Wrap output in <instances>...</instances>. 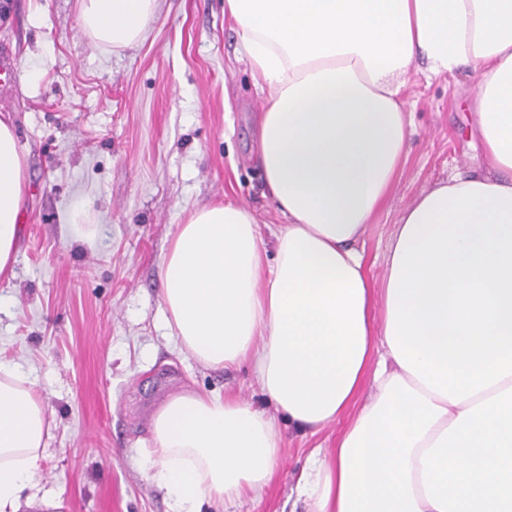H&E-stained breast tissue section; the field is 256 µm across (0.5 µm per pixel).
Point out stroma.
Instances as JSON below:
<instances>
[{"label": "stroma", "mask_w": 512, "mask_h": 512, "mask_svg": "<svg viewBox=\"0 0 512 512\" xmlns=\"http://www.w3.org/2000/svg\"><path fill=\"white\" fill-rule=\"evenodd\" d=\"M18 83L0 104L27 160L14 276L0 282V361L33 382L51 420L35 480L37 512H168L141 463L153 412L185 389L268 407L248 363L208 368L165 324L160 270L178 224L232 200L258 224L283 218L256 154L265 94L238 52L224 0H158L143 39L105 51L80 27L78 0H0V53ZM408 75L406 160L360 243L373 284L403 208L422 190L478 167L469 70ZM89 215L91 238L70 217ZM315 434L285 426L275 476L259 499L223 512H305L298 480Z\"/></svg>", "instance_id": "1"}]
</instances>
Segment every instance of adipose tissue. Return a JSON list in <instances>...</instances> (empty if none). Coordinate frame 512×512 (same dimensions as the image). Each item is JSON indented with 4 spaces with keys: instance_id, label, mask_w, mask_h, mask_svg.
Wrapping results in <instances>:
<instances>
[{
    "instance_id": "adipose-tissue-1",
    "label": "adipose tissue",
    "mask_w": 512,
    "mask_h": 512,
    "mask_svg": "<svg viewBox=\"0 0 512 512\" xmlns=\"http://www.w3.org/2000/svg\"><path fill=\"white\" fill-rule=\"evenodd\" d=\"M158 0H79L83 32L137 43ZM266 93L259 157L283 224L193 210L161 268L166 322L199 363L249 361L271 409L184 390L153 413L152 478L170 512L260 497L279 420L339 419L332 460L301 477L308 512H512V0H224ZM471 68L486 175L453 176L402 211L381 290L358 249L409 140L404 91ZM26 160L0 116V280L11 279ZM382 319H375L374 305ZM374 391L358 397L365 382ZM49 429L33 384L0 364V512L36 508Z\"/></svg>"
}]
</instances>
